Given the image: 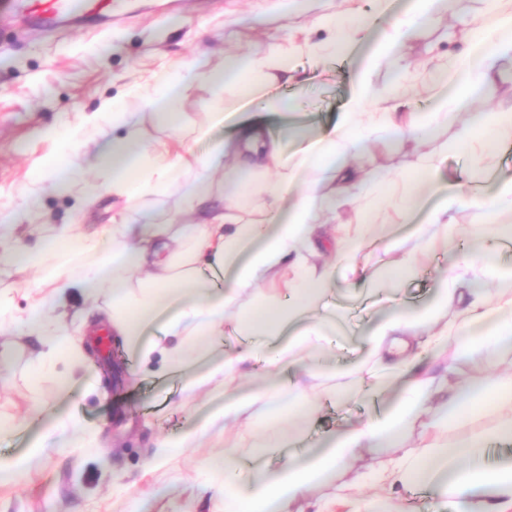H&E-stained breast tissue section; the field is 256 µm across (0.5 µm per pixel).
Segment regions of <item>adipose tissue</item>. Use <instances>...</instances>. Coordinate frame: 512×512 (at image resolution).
<instances>
[{
	"instance_id": "obj_1",
	"label": "adipose tissue",
	"mask_w": 512,
	"mask_h": 512,
	"mask_svg": "<svg viewBox=\"0 0 512 512\" xmlns=\"http://www.w3.org/2000/svg\"><path fill=\"white\" fill-rule=\"evenodd\" d=\"M442 2L405 0L393 23L380 29L378 16L391 12L395 0H375L372 14L363 12L359 0H341L338 11L320 19L321 25L334 33L326 49L344 57L353 55L375 30L379 33L378 54L398 56L413 30L436 20ZM289 57L285 48L265 58L249 52L228 53L223 74L201 73L192 65L176 77L158 76L156 94L138 86L130 93L143 98L151 109L164 104L159 117L171 126L189 82L203 78L211 86L210 123L218 126L225 119L226 87L247 78L259 77L267 84L287 79ZM374 63V58L365 59L349 105L338 121L286 159L281 156L280 141L268 134L260 115L253 114L241 118L233 148L219 144L205 156L189 147L175 154L165 149L147 152L140 146L143 113L130 111L124 101H113L108 118L123 134L112 139L95 159L113 194L151 199L171 190L181 172L193 170L197 178L183 194L184 206L191 210L208 196L210 173L225 158L233 159L244 183L250 182L254 173L273 166H287L288 172L269 189L267 216L260 222H245L230 192L224 210L200 223L178 226L125 220L113 225L111 235L95 242L85 241L76 225L66 224L46 239L41 250L16 251L14 261L27 268H44L48 256L59 254L62 241L95 256L85 265L61 261L45 269L44 280L53 290L33 305L22 322L42 345L38 363L44 365L79 350L76 340L64 333L62 323L47 321V310L66 309L75 295L87 301L95 299L99 290L105 289L109 301L102 314L125 336L129 351L143 362L162 353L170 368L184 372L213 351L241 297L257 290L261 309L242 318V345L225 352L203 380L231 378L250 362L260 360L280 374V381L244 395H227L223 408L209 415L203 429H191L162 442L159 452L172 455L190 447L204 433L222 430L229 419L243 421L248 427L258 423L271 427L291 411L312 413L318 402L310 395L309 372L299 367L300 354L319 348L326 337L340 332L342 324L331 307L312 319L306 313L332 292L337 278L358 275L355 259L363 246L362 233L352 234L327 223L324 211H336L351 197L360 208L359 223L365 224L376 214L380 193H390L407 205L429 193L435 203L424 222L416 224L414 233L430 247L435 243L430 227L450 231L461 204L488 215L501 206H512L511 178L494 181L484 193L446 181L435 158L428 160L417 180L379 170L363 174L350 160L351 153L376 133H386L388 141L399 147L409 141L419 143L426 128L456 120L461 113L466 120L456 146L474 156H481L489 147L483 131L512 136V111L468 109L480 83L512 68V11L496 8L491 22L473 23L465 47L451 60L455 82L442 98V111L425 118L401 113L394 94L373 86L370 73ZM510 239L512 234L495 229L492 245L484 246L478 260L464 254L453 259L425 309H401L375 324L368 336L370 352L363 362L367 393L380 391L382 376L407 378L394 404L382 415L336 430L320 449L291 457L275 470L214 456L209 470L224 480V512H303L301 502L306 494L329 483L336 486L337 500H347L359 485L340 481L344 469L365 450L393 447L397 455L382 463L372 494L360 498L355 512H381L390 505L395 485L403 482L443 489L455 498L459 512H512V460L502 459L493 467L486 462L490 447L511 438L512 432L494 427L454 443L443 436L448 426L464 424L486 403L512 422V376L455 384L441 401L431 378L410 374L423 353L449 346L459 355L488 364L498 354L512 351V264L502 260L498 248ZM489 283L500 290L497 300H490L485 293ZM451 299L460 308L461 323H434L436 310ZM425 416L431 428L425 452L399 448L408 427Z\"/></svg>"
}]
</instances>
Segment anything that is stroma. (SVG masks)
Here are the masks:
<instances>
[{"instance_id": "35a3bbf8", "label": "stroma", "mask_w": 512, "mask_h": 512, "mask_svg": "<svg viewBox=\"0 0 512 512\" xmlns=\"http://www.w3.org/2000/svg\"><path fill=\"white\" fill-rule=\"evenodd\" d=\"M274 2L115 0L111 26L91 24L83 29L24 27L0 16V225L16 227L12 237L0 240V253L18 244L38 249L50 228L63 224L78 225L87 235H107L124 213L145 222L190 223L178 190L145 206L102 189L101 174L92 166L95 156L118 135L93 121V112L160 71L188 62L219 69L225 49L264 53L291 43L293 78L271 86L269 92L306 99L309 106L303 112H266L263 120L291 153L306 147L308 134L335 122L351 97L354 67L330 54H310L305 46L330 38L317 19L336 12L339 0H307L306 11L288 17L274 11ZM488 8V0H444L434 25L415 33L404 48L408 76L399 77L394 60L384 58L371 73L373 85L396 91L403 111H431L434 100L423 75L461 48L472 19L487 15ZM210 99L209 84L196 83L188 90L181 105L179 143L171 141L169 129L156 118L146 116L144 148L164 142L175 152L185 143L196 153H209L233 133L239 120V98L232 91L225 96L229 113L224 124L209 128L206 138L194 139L193 129L208 127ZM460 128L457 122L442 126L418 147L394 148L377 140L356 150L354 159L368 169L381 167L391 175L413 178L422 155L438 153L455 141ZM62 129L78 132L67 152L55 136ZM62 161L71 168L82 167L84 185L96 187L91 204H82L76 192L55 191L50 167ZM497 225L512 226L511 208L500 209L491 225L483 222L479 211L460 209L448 242L438 243L420 257L413 271L400 276L394 265L401 251L387 252L383 245L397 238L405 250H418L409 225L388 223L383 214L369 225L368 242L357 262L376 279L392 276L396 282L390 288H337L333 301L346 317V334L321 359L307 362L319 374L313 392L323 407L298 426L300 447L377 413L369 398L355 393L359 378L351 372L366 357L369 328L384 313L425 305L435 278L448 268L450 252H477L481 239ZM40 280L35 270L0 263V296L10 301L8 312L0 315V418L14 425L0 435V459L20 460L37 441L44 446L38 466L22 469L15 481L0 483V512H133L142 501L148 512H224L221 483L202 474L210 457L256 455L272 469L288 458L289 448L270 447L262 429L245 433L232 422L179 454H158L161 442L179 438L223 403L225 391L264 385L269 375L261 363L247 367L230 388L212 384L191 397L184 391L187 374L170 371L159 355L147 364L126 358L117 381L103 373L102 359L91 349L77 360L57 358L53 374H37L33 361L39 348L22 336L14 321L25 316ZM424 364L437 375L448 364L451 381H475L511 370L512 355H505L495 369L478 360L453 359L448 351ZM62 420L75 424L91 447L55 448L53 429Z\"/></svg>"}]
</instances>
